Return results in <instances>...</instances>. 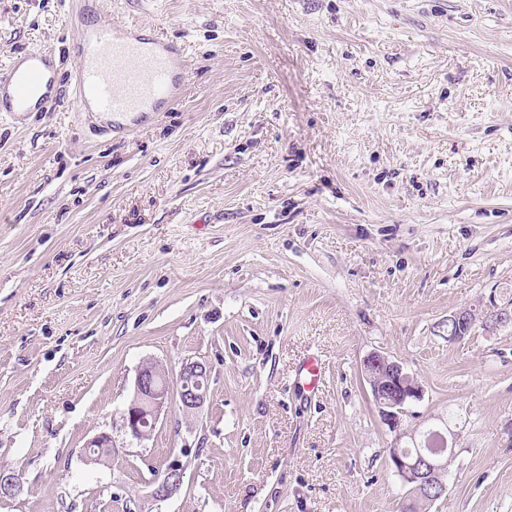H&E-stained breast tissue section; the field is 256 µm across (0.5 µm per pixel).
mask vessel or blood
Listing matches in <instances>:
<instances>
[{"label": "vessel or blood", "instance_id": "obj_1", "mask_svg": "<svg viewBox=\"0 0 512 512\" xmlns=\"http://www.w3.org/2000/svg\"><path fill=\"white\" fill-rule=\"evenodd\" d=\"M72 50L79 60L73 76L75 103L82 112L138 120L170 108L183 85L186 53L182 46L143 35L138 26L97 25L78 33ZM61 77L51 49L11 57L0 70V115L19 119L47 112L57 104ZM299 377L306 390H318L323 367L303 362Z\"/></svg>", "mask_w": 512, "mask_h": 512}]
</instances>
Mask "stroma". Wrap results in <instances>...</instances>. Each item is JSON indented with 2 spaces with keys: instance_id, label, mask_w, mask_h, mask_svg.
<instances>
[{
  "instance_id": "obj_1",
  "label": "stroma",
  "mask_w": 512,
  "mask_h": 512,
  "mask_svg": "<svg viewBox=\"0 0 512 512\" xmlns=\"http://www.w3.org/2000/svg\"><path fill=\"white\" fill-rule=\"evenodd\" d=\"M99 22L185 45L187 79L123 134L69 94L0 116V512H399L389 450L432 429L431 512H512V327L447 338L512 299V0H0V69L50 48L69 77ZM375 351L423 390L400 440ZM188 360L202 407L125 435L140 366ZM487 316H486V324L489 326L483 324V326L487 329H497V327H501L502 325H508L512 321V314L511 311L506 309H501L497 307V305L491 300L489 305H487ZM466 308L459 309L457 311L452 312L450 315H448V336H455L456 339L459 338L458 336L461 333V330H471L473 327H477L480 329H485L484 327L480 326V316L483 315L481 313L475 312V309H470L472 311V315L476 317L477 324L474 326L470 323V320L466 314ZM477 328H475L472 332H474ZM472 332H469L468 334L464 333V336H470ZM454 338H449V342L455 343L457 340ZM322 364L315 358L304 361L299 368V377L307 391H317L323 379ZM184 470L177 462L168 467L151 482L150 496L155 501H163L175 494L183 484Z\"/></svg>"
}]
</instances>
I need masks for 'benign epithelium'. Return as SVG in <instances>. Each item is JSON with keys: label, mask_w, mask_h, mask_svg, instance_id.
Here are the masks:
<instances>
[{"label": "benign epithelium", "mask_w": 512, "mask_h": 512, "mask_svg": "<svg viewBox=\"0 0 512 512\" xmlns=\"http://www.w3.org/2000/svg\"><path fill=\"white\" fill-rule=\"evenodd\" d=\"M512 323V312L501 309L493 302L487 305L486 324L495 329ZM473 325L466 314V309H459L448 315V335L458 336L461 330H470ZM384 365L396 385H387L385 389H376V404L387 426L394 432L400 430L402 410L397 408V401H409L420 397V386L404 372L403 367L378 354H371L363 361L366 376L378 366ZM168 374V370L157 361H149L138 370L134 382L133 398L122 411V426L131 438L142 441L154 432L160 415L168 407L171 399L170 382L160 384L157 378ZM176 393L179 407L184 412L199 409L207 398L209 391V374L205 363L194 360L182 363L176 378ZM454 449L433 442L426 447L411 452L397 446L389 450L391 464L409 491L418 495H432L440 498L444 491L434 482L448 466V457ZM184 470L177 462L168 467L151 482L150 497L163 501L175 494L183 484ZM21 491L17 475L0 471V498L13 497Z\"/></svg>", "instance_id": "1"}]
</instances>
